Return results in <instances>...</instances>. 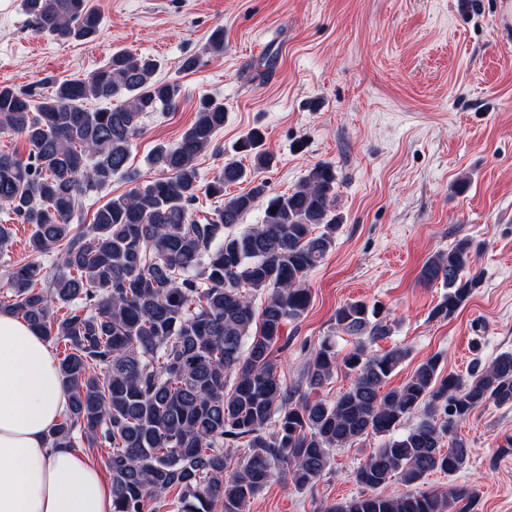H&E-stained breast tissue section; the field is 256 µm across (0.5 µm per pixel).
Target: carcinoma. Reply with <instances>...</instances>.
Wrapping results in <instances>:
<instances>
[{"label": "carcinoma", "instance_id": "obj_1", "mask_svg": "<svg viewBox=\"0 0 512 512\" xmlns=\"http://www.w3.org/2000/svg\"><path fill=\"white\" fill-rule=\"evenodd\" d=\"M23 7L35 32L59 40H92L100 29L88 0H23ZM158 69L150 57L117 50L105 66L54 83L39 100L0 85V133L29 146L25 157L0 152V203L32 227L31 253L56 249L62 257L46 288H35L44 278L37 262L14 268L0 300V309L64 346L58 370L69 405L48 443L111 449L113 512H148L170 491L169 512L218 505L244 512L276 472L286 467L296 487H312L333 450L373 434L385 441L353 473L372 494L326 512H465L456 504L470 496L453 488L376 490L393 477L415 486L465 467L469 448L443 439L476 408L512 403V352L467 379L443 374L436 354L383 393L407 351L370 352L391 329L381 306L354 301L334 314L336 328L355 338L353 349L340 358L324 341L304 372L313 390L343 368L353 376L349 389L332 401L284 387L274 352L283 349L286 320L310 305L308 275L335 247L336 168L317 164L293 192L270 197L257 174L274 156L253 128L237 147L250 165L229 158L201 185L196 158L225 120L224 103L205 98L176 143L154 148L150 165L165 176L141 180L129 166L131 141L145 114L174 108L182 92ZM92 99L114 104L90 110ZM116 176L134 187L99 205L91 223L71 224L80 197ZM243 182L248 191L224 197ZM201 191L224 206L198 217ZM264 197L261 223L236 230ZM475 261L468 238L427 258L420 280L447 288L432 317L448 318L480 286ZM410 417L418 424L394 435ZM242 445L248 452L229 468L224 449Z\"/></svg>", "mask_w": 512, "mask_h": 512}]
</instances>
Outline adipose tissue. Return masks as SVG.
Masks as SVG:
<instances>
[{
    "label": "adipose tissue",
    "instance_id": "ef3b65f1",
    "mask_svg": "<svg viewBox=\"0 0 512 512\" xmlns=\"http://www.w3.org/2000/svg\"><path fill=\"white\" fill-rule=\"evenodd\" d=\"M67 404L47 342L1 312L0 512H112V487L99 465L46 441Z\"/></svg>",
    "mask_w": 512,
    "mask_h": 512
}]
</instances>
